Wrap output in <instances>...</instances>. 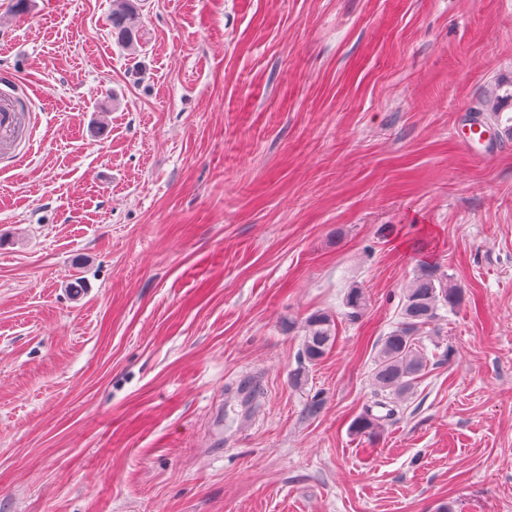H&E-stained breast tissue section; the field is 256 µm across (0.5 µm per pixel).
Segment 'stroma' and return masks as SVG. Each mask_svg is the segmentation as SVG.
Returning <instances> with one entry per match:
<instances>
[{
    "instance_id": "35a3bbf8",
    "label": "stroma",
    "mask_w": 512,
    "mask_h": 512,
    "mask_svg": "<svg viewBox=\"0 0 512 512\" xmlns=\"http://www.w3.org/2000/svg\"><path fill=\"white\" fill-rule=\"evenodd\" d=\"M10 3L0 512H512V137L461 141L512 0H140L134 52L112 0ZM422 263L464 292L451 356L372 442ZM302 356L310 365L316 364L332 348L336 339L335 322L324 313H314L304 320Z\"/></svg>"
}]
</instances>
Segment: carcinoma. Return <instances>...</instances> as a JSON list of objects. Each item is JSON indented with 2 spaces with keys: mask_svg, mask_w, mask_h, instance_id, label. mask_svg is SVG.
Instances as JSON below:
<instances>
[{
  "mask_svg": "<svg viewBox=\"0 0 512 512\" xmlns=\"http://www.w3.org/2000/svg\"><path fill=\"white\" fill-rule=\"evenodd\" d=\"M110 22L117 44L130 49L139 46L142 24L136 0H112ZM463 300V290L437 266L426 263L417 269L403 291L400 321L381 338L374 360L375 400L353 422L352 428L356 433L373 438L395 418L402 403L414 393L432 366L423 346L429 328L441 318V310L452 311ZM345 307L348 308L345 313L347 320L356 322L362 318L366 309L362 289L348 290ZM303 328L302 356L305 362L314 365L335 343V322L324 313H314L304 320ZM376 408L385 410V413H375Z\"/></svg>",
  "mask_w": 512,
  "mask_h": 512,
  "instance_id": "1",
  "label": "carcinoma"
}]
</instances>
